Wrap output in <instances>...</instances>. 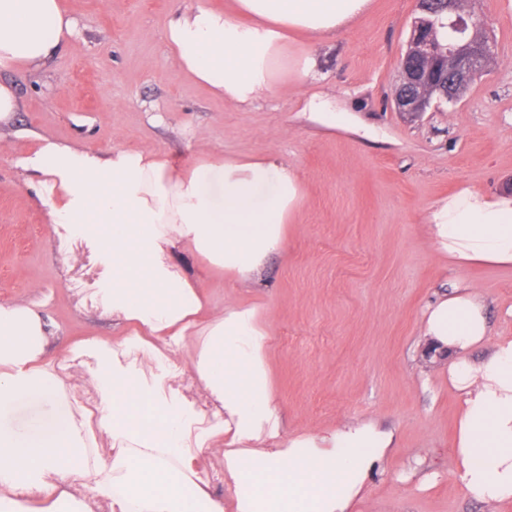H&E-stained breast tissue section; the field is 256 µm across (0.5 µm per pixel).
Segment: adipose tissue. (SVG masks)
Here are the masks:
<instances>
[{"instance_id":"1","label":"adipose tissue","mask_w":512,"mask_h":512,"mask_svg":"<svg viewBox=\"0 0 512 512\" xmlns=\"http://www.w3.org/2000/svg\"><path fill=\"white\" fill-rule=\"evenodd\" d=\"M371 0H233L174 14L166 38L180 70L248 105L314 57L293 35L345 30ZM60 0H0V71L43 65L73 36ZM55 227L78 225L109 264L102 300L121 339L65 344L83 369L60 374L31 304L0 305V512H224L202 476L204 451H224L235 512H347L394 440L374 421L284 431L268 379L270 335L256 307L213 309L178 261L192 246L228 287L251 281L284 245L305 192L296 171L261 157L201 158L187 167L128 151L104 158L46 143L22 159ZM60 196H53L52 187ZM425 228L449 265L512 267V195L463 187L427 211ZM423 335L450 357L460 400L454 476L487 506L512 502V336L491 337L469 287L428 304ZM189 357V369L174 360ZM98 397L94 427L78 422L79 387ZM111 440L92 458L96 434Z\"/></svg>"}]
</instances>
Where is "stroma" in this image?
I'll return each mask as SVG.
<instances>
[{
    "label": "stroma",
    "mask_w": 512,
    "mask_h": 512,
    "mask_svg": "<svg viewBox=\"0 0 512 512\" xmlns=\"http://www.w3.org/2000/svg\"><path fill=\"white\" fill-rule=\"evenodd\" d=\"M225 9L230 0H63L75 34L40 68L0 71L19 109L0 127V303H38L63 341L116 338L122 328L94 308L105 264L79 233L55 232L21 186L20 158L43 142L198 158L269 155L296 170L304 203L283 249L240 288L180 260L213 306H256L270 331L269 383L287 431L376 422L395 448L350 512H512L468 498L453 476L458 398L429 355L425 306L457 285L482 294L492 333L512 336V269H454L427 236L431 207L463 186L512 189V10L468 0L494 43V61L457 103L412 117L391 94L400 78L417 0H372L344 34L297 36L315 77L283 80L247 106L224 101L183 74L166 40L174 8ZM327 93L339 120L303 109Z\"/></svg>",
    "instance_id": "35a3bbf8"
}]
</instances>
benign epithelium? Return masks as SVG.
<instances>
[{"mask_svg":"<svg viewBox=\"0 0 512 512\" xmlns=\"http://www.w3.org/2000/svg\"><path fill=\"white\" fill-rule=\"evenodd\" d=\"M451 25L476 29L470 13H459L457 0H445ZM493 55V42L470 37L464 44H441L425 32L422 20L414 21L408 50L401 62V79L394 92L397 111L425 112L433 100L454 103L462 97L472 79Z\"/></svg>","mask_w":512,"mask_h":512,"instance_id":"1","label":"benign epithelium"}]
</instances>
